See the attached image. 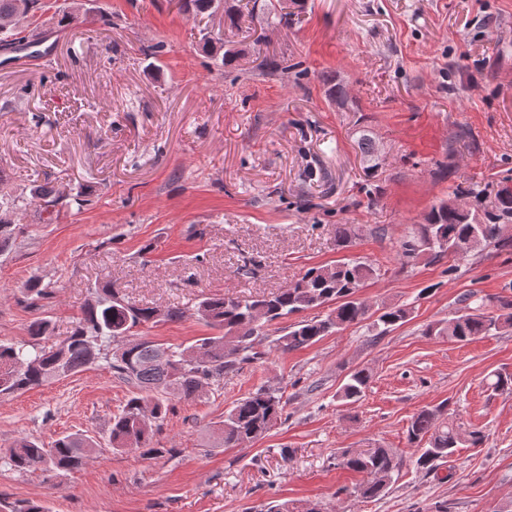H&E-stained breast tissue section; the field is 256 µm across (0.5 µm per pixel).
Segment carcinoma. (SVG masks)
Instances as JSON below:
<instances>
[{
	"mask_svg": "<svg viewBox=\"0 0 512 512\" xmlns=\"http://www.w3.org/2000/svg\"><path fill=\"white\" fill-rule=\"evenodd\" d=\"M218 0H176L178 9L194 17L214 13ZM40 9L39 0H0V49L21 50L26 37L16 21ZM259 12L288 23L291 13L285 11L284 0H254L252 9L231 6L224 10L229 27L241 28L243 16ZM358 146L372 163L376 142L362 133ZM62 195L52 188L35 185L19 210L34 206L41 211L54 209ZM512 223V186L504 185L491 205L481 210L460 205L455 199L442 200L430 207L415 232L399 242L398 256L404 264L421 259L429 263L445 255L467 253L484 246L508 249L512 237L500 235L501 225ZM381 275L380 268L366 261H349L332 266L308 269L287 288L269 296L205 297L196 312L216 333L199 338L188 347H164L145 337L128 342V349L116 357L114 345L123 341L134 329L159 321L181 319L186 310L174 307L161 310L125 300L109 283L98 285L69 336L46 347L42 340L52 331L46 317L35 319L29 326V339L13 343L0 342V396L26 391L60 377L78 373L100 361L113 375L134 389L119 413L112 417L109 444L118 452L138 451L155 456L162 450L152 440L169 407L167 395L177 394L192 399L208 385H220L224 378L239 371L261 355L258 347L267 339L265 328L291 315L334 303L336 307L323 319H302L289 326L288 333L275 340L282 351L309 347L332 332L345 329L369 318L370 306L357 298L364 284ZM409 309L403 305L387 307L372 323L375 335L407 321ZM512 329V295H500L496 309L487 312L482 306L468 304L446 320L426 326L425 335L467 342L479 336ZM489 387L496 393H512V374L495 373ZM365 368L352 371L336 392L346 403L361 399L370 382ZM284 409L283 395L269 387H260L238 400L224 413V425L218 428L220 445L235 448L243 442L265 435ZM445 406L426 407L415 414L407 429L408 443L416 447L413 464L427 474L437 473L440 466L460 445L481 446L484 435L478 430L462 433L452 421L443 420ZM96 443L79 434L65 435L45 445L36 438L24 437L0 456V463L18 472L42 470L60 474L80 468ZM337 465L367 475L356 493L365 499L386 494L394 475L403 466V458L393 448H369L364 451L343 449L336 456ZM4 512H45L37 501L17 500L0 504Z\"/></svg>",
	"mask_w": 512,
	"mask_h": 512,
	"instance_id": "1",
	"label": "carcinoma"
}]
</instances>
